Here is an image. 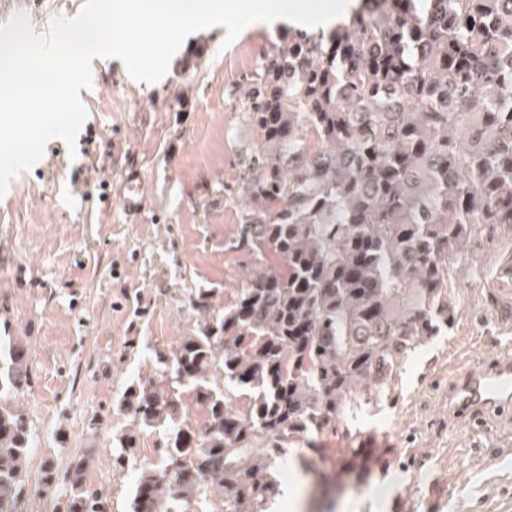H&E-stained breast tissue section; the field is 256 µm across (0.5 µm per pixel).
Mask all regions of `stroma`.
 Listing matches in <instances>:
<instances>
[{"label":"stroma","mask_w":512,"mask_h":512,"mask_svg":"<svg viewBox=\"0 0 512 512\" xmlns=\"http://www.w3.org/2000/svg\"><path fill=\"white\" fill-rule=\"evenodd\" d=\"M84 0H0V23L26 15L36 33L75 16ZM300 26L279 19L247 26L233 43L216 26L187 37L167 76L134 81L120 60L95 77L85 127L89 156L48 142L0 198V336L23 347L30 386L15 403L36 443L17 512H63L69 465L89 460L85 480L127 512L135 476L159 463L158 433L134 447L113 436L131 425L117 402L195 325L187 302L212 288L227 304L246 283V261L225 251L239 205L224 186L239 171V124L227 93L254 70L253 52ZM144 174L145 210L126 217L127 164ZM475 272L448 282L455 321L409 352L383 394L347 415V433L321 438L320 468L339 472L350 449H370L364 471L332 483L310 512H502L512 503V431L473 434L448 406L458 360L483 361L512 342V226L489 228L467 246ZM125 455V467L112 463ZM57 478L43 488L45 462Z\"/></svg>","instance_id":"obj_1"}]
</instances>
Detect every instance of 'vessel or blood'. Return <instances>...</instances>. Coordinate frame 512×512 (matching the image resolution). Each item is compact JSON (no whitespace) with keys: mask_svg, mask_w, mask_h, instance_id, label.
Instances as JSON below:
<instances>
[{"mask_svg":"<svg viewBox=\"0 0 512 512\" xmlns=\"http://www.w3.org/2000/svg\"><path fill=\"white\" fill-rule=\"evenodd\" d=\"M142 185L140 168L129 167L121 189L127 216L139 215L145 206ZM448 401L458 418L478 430L486 427L489 417L512 416V347L504 346L487 362L460 361Z\"/></svg>","mask_w":512,"mask_h":512,"instance_id":"obj_1","label":"vessel or blood"}]
</instances>
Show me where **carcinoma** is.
I'll use <instances>...</instances> for the list:
<instances>
[{
	"mask_svg": "<svg viewBox=\"0 0 512 512\" xmlns=\"http://www.w3.org/2000/svg\"><path fill=\"white\" fill-rule=\"evenodd\" d=\"M228 99L256 132L224 186L241 195L224 250L247 280L224 306L189 293L194 330L118 401L134 424L118 447L162 431V467L140 471L129 512H190L200 496L265 512L276 459L339 434L362 392L448 331L465 243L512 224V0H359L326 31L282 35ZM29 383L8 346L0 512L26 489L33 436L14 400ZM85 470L72 461L64 512H105Z\"/></svg>",
	"mask_w": 512,
	"mask_h": 512,
	"instance_id": "obj_1",
	"label": "carcinoma"
}]
</instances>
